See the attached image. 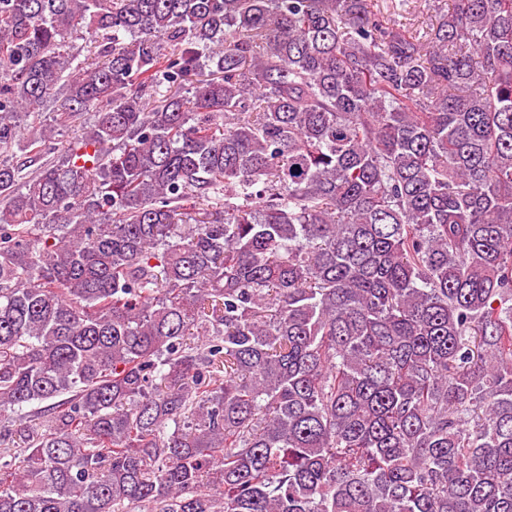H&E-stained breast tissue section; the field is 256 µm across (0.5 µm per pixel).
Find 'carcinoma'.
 <instances>
[{"instance_id":"obj_1","label":"carcinoma","mask_w":512,"mask_h":512,"mask_svg":"<svg viewBox=\"0 0 512 512\" xmlns=\"http://www.w3.org/2000/svg\"><path fill=\"white\" fill-rule=\"evenodd\" d=\"M7 412L0 512H512V0H0ZM407 2L406 11H396L393 13L391 8V15L389 18H393L400 22L402 25L409 26L412 23L410 19L417 17L419 24L423 29L429 30L430 28H436L439 22L442 20L445 14L452 9L451 0H409Z\"/></svg>"}]
</instances>
